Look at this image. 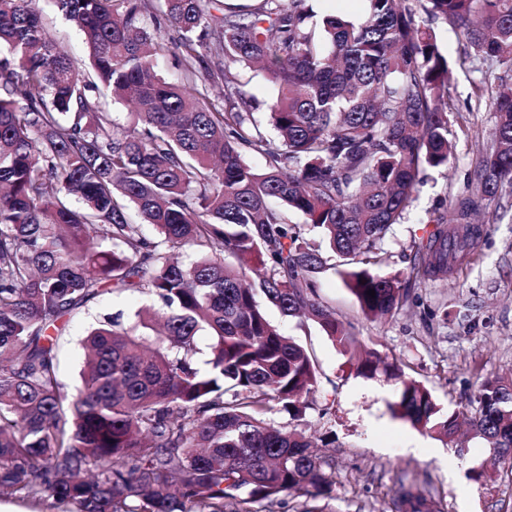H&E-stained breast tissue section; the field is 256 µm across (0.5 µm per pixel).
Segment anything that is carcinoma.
<instances>
[{
  "mask_svg": "<svg viewBox=\"0 0 512 512\" xmlns=\"http://www.w3.org/2000/svg\"><path fill=\"white\" fill-rule=\"evenodd\" d=\"M80 32L95 78L46 33L36 0H0V491L60 512H252L282 494L330 492L311 440L265 419L311 404L312 351L267 313L315 322L356 374L398 385L394 414L450 439L421 382L361 351L319 301L338 269L368 318L401 308L410 285L448 280L469 227L512 184V0H419L464 41L456 63L496 65V125L466 191L435 209L405 278L380 272L381 244L412 206L419 174L446 168L450 61L410 0H363V19H316L309 0H52ZM177 39L165 44L163 31ZM224 58V106L200 82V49ZM166 51L182 69L158 74ZM278 88L266 124L231 65ZM127 101L121 125L105 95ZM263 159L260 170L243 153ZM134 208L156 236L131 220ZM302 215L319 251L290 220ZM187 250L201 253L186 263ZM260 267L247 281L249 264ZM375 291V296L367 291ZM154 296L128 327L85 338L81 386L59 379L62 322L101 295ZM211 343L204 360L199 336ZM471 421L512 457V378H485ZM393 512H444L402 486Z\"/></svg>",
  "mask_w": 512,
  "mask_h": 512,
  "instance_id": "1",
  "label": "carcinoma"
}]
</instances>
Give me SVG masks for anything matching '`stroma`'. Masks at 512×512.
Segmentation results:
<instances>
[{
  "label": "stroma",
  "mask_w": 512,
  "mask_h": 512,
  "mask_svg": "<svg viewBox=\"0 0 512 512\" xmlns=\"http://www.w3.org/2000/svg\"><path fill=\"white\" fill-rule=\"evenodd\" d=\"M38 7L45 30L74 66L89 74L80 35L52 0H38ZM496 74V68L479 60L466 69L453 68L448 83L453 153L447 167L421 173L412 208L389 230L384 241L389 273H405L412 246L429 231L438 200L451 202L465 191L475 158L495 127L489 87ZM482 219L481 238L447 283L411 288L409 302L385 318H366L337 272L319 277L321 301L350 324L358 342L395 359L447 411L469 412L477 375L512 376V186L504 187ZM154 303L139 293H112L70 318L59 337L60 377L67 393L79 384L84 358L79 340L90 325L106 317L129 323ZM268 314L313 348L320 378L316 401L302 417L289 416L275 403L266 419L319 443L331 489L326 499L284 495L257 502L255 512H392L391 498L403 482L442 497L445 512H512V462L498 459L469 425L461 426L452 443L414 427L392 411L395 381L358 376L314 322L282 316L274 308ZM325 399L331 406L327 415L321 405ZM480 467L493 474L483 485L469 476Z\"/></svg>",
  "instance_id": "1"
}]
</instances>
